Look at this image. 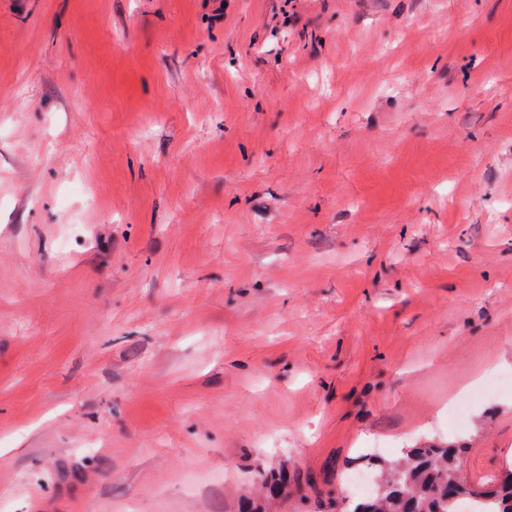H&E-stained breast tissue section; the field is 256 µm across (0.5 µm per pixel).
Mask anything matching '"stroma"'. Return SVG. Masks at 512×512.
<instances>
[{
  "label": "stroma",
  "instance_id": "35a3bbf8",
  "mask_svg": "<svg viewBox=\"0 0 512 512\" xmlns=\"http://www.w3.org/2000/svg\"><path fill=\"white\" fill-rule=\"evenodd\" d=\"M504 375L512 0H0V512L488 491ZM464 448H408L399 460L370 457L368 476L351 477L358 502L339 512H512V469L495 489L472 490L461 476ZM264 500L260 502L247 501L241 512H266L270 501L281 497L288 492V473L282 471L278 475H261Z\"/></svg>",
  "mask_w": 512,
  "mask_h": 512
}]
</instances>
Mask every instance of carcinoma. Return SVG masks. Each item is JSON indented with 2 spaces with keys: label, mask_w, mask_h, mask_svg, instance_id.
<instances>
[{
  "label": "carcinoma",
  "mask_w": 512,
  "mask_h": 512,
  "mask_svg": "<svg viewBox=\"0 0 512 512\" xmlns=\"http://www.w3.org/2000/svg\"><path fill=\"white\" fill-rule=\"evenodd\" d=\"M374 473L370 502L349 501L340 512H512V472L486 492L472 490L461 476L463 449L410 448L399 460L369 458ZM264 500L247 501L242 512H266L288 492V473L261 476Z\"/></svg>",
  "instance_id": "1"
}]
</instances>
